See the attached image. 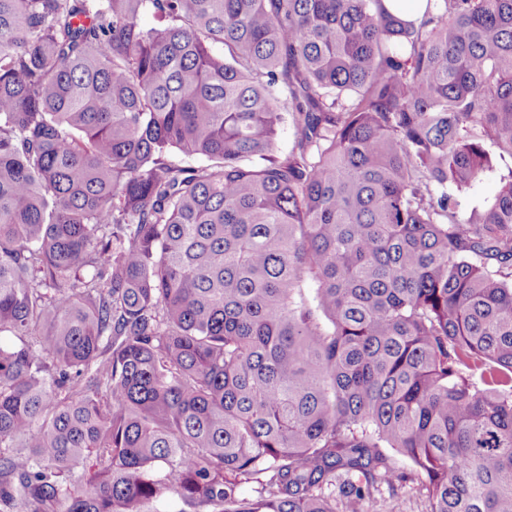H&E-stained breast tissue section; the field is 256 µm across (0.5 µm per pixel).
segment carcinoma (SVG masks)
<instances>
[{"mask_svg": "<svg viewBox=\"0 0 512 512\" xmlns=\"http://www.w3.org/2000/svg\"><path fill=\"white\" fill-rule=\"evenodd\" d=\"M381 2L0 0V512H512V0ZM383 5L404 20H416L425 12L427 0H383ZM492 159V169L485 172L482 179L460 197L459 218L468 220L474 211H480L493 203L503 182L512 169V158L500 154L497 147L487 142L485 146Z\"/></svg>", "mask_w": 512, "mask_h": 512, "instance_id": "obj_1", "label": "carcinoma"}]
</instances>
